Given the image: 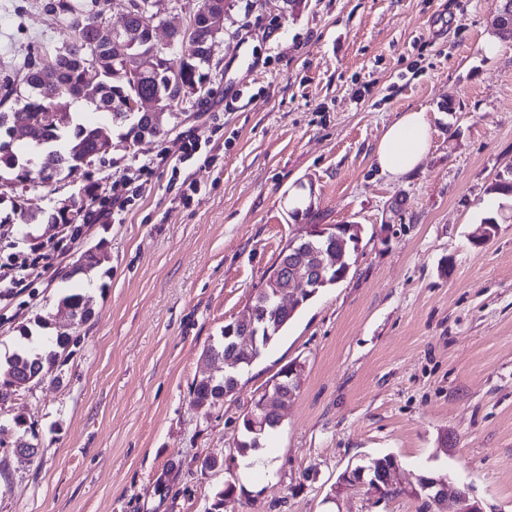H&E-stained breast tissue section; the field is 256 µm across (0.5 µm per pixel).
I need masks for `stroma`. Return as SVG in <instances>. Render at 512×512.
Returning a JSON list of instances; mask_svg holds the SVG:
<instances>
[{
  "label": "stroma",
  "instance_id": "1",
  "mask_svg": "<svg viewBox=\"0 0 512 512\" xmlns=\"http://www.w3.org/2000/svg\"><path fill=\"white\" fill-rule=\"evenodd\" d=\"M56 0H0V84L23 58L69 42ZM493 0H230L209 69L167 136L114 139L89 173L101 201L136 161L175 152L182 136L220 158L190 168L206 186L177 198L170 166L140 178L121 221L89 223L74 242L53 224H14L42 243L40 274L0 300V359L37 315L79 288L92 316L47 380L0 404V512H205L225 480L222 512H423L406 489L446 474L484 512H512V199L491 193L512 169V37ZM497 52H486L488 42ZM410 109L431 123L422 166L379 173L375 142ZM76 176L13 198L52 210L79 199ZM312 205L294 216L297 201ZM497 230L477 245L483 218ZM358 224L347 278L322 290L211 413L195 380L219 374L205 355L244 318L265 272L299 224ZM104 243L90 277H69L79 252ZM303 363L282 422L253 459L236 454L252 397ZM36 435L13 453L14 417ZM386 454L400 494L368 487L328 496L345 470ZM232 461L202 470L204 457Z\"/></svg>",
  "mask_w": 512,
  "mask_h": 512
}]
</instances>
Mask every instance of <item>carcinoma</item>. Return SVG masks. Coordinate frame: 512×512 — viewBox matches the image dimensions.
I'll return each mask as SVG.
<instances>
[{
  "mask_svg": "<svg viewBox=\"0 0 512 512\" xmlns=\"http://www.w3.org/2000/svg\"><path fill=\"white\" fill-rule=\"evenodd\" d=\"M208 0H201V5L194 15L188 28L180 32L176 39L175 48L179 56L174 58L172 66L178 71L172 73L166 69L138 71L127 69L121 63L113 60L111 52L94 43L90 37L94 25L107 12L108 0H95V8L82 11L75 5L60 0L57 8L69 21L73 31V40L65 45V50L55 55L54 66L46 74L42 73L41 65L45 54L40 53L31 57L23 67L18 89L14 84L0 86V105L12 97L24 98V105L13 108L8 112H0V128L7 124H20L27 130L30 146L37 151L41 163L54 170V177H74L85 168L84 160L92 153H100V158L106 154L101 152L102 139L112 137L114 130H121L120 138L138 141L142 138H161L168 133L167 127L158 128L152 124L146 112L133 110L131 103L138 102V98L151 95L157 86L168 81L174 84L204 86L207 81L206 68L210 57L200 56L194 50V44L202 43L208 39V29L205 26L203 11ZM152 23L150 15H136L129 20L130 40L133 43L131 52H147L151 48L149 25ZM93 63L101 73V94L95 100L89 101L94 110L101 111V104L116 108V111L107 113L112 128L94 123H75L70 112L71 104L77 100H84L83 73L86 63ZM50 77L60 89L57 97L52 101L55 111L60 115V121L54 126H47L40 109L44 102L35 90V83L42 76ZM27 181L37 185L36 179L27 170V165L19 159L16 153L9 148V144L0 142V180ZM80 216V211L65 214L60 211L49 213L45 210H33L24 205L14 206V220L21 224H39L48 220L52 224H74ZM354 232L348 227L339 226L336 230L326 234H318L311 239L307 251L320 255L323 261L322 279L318 286L301 296V305H306L320 291L331 288L343 281L356 262V249L352 243ZM101 257L85 250L79 254L69 271V277L86 274L96 268ZM280 268V263L271 266L261 288L257 289L250 304V315L259 336L255 349L236 351L224 346V339L206 349V354H212L213 348L221 349L222 360L233 361L238 368L251 366L254 361L284 333L294 320L297 309L291 307L287 310L277 306L274 298L272 284L273 274ZM59 306L79 313L78 324L87 322L92 316L90 300L80 292H71L59 300ZM25 343L8 358L0 362V402L12 397L34 384L47 379L56 380V372L71 353L73 343L72 332L57 331L55 335L47 337L42 343H33L31 336L24 335ZM238 373H226L221 377H203L192 385V404L195 408L210 413L219 402L217 397L221 394L228 396L236 392L237 385L234 377ZM273 431V427L266 426L261 434L249 432L247 420H242L241 439L237 443V453L241 457H248L261 448V439ZM236 485L227 481L223 487L216 491L213 501L205 512H221L224 499L234 494Z\"/></svg>",
  "mask_w": 512,
  "mask_h": 512,
  "instance_id": "obj_1",
  "label": "carcinoma"
}]
</instances>
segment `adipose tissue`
Returning <instances> with one entry per match:
<instances>
[{"mask_svg": "<svg viewBox=\"0 0 512 512\" xmlns=\"http://www.w3.org/2000/svg\"><path fill=\"white\" fill-rule=\"evenodd\" d=\"M430 145L431 124L426 112L409 110L385 128L374 148V162L382 174L398 179L420 167Z\"/></svg>", "mask_w": 512, "mask_h": 512, "instance_id": "1", "label": "adipose tissue"}]
</instances>
